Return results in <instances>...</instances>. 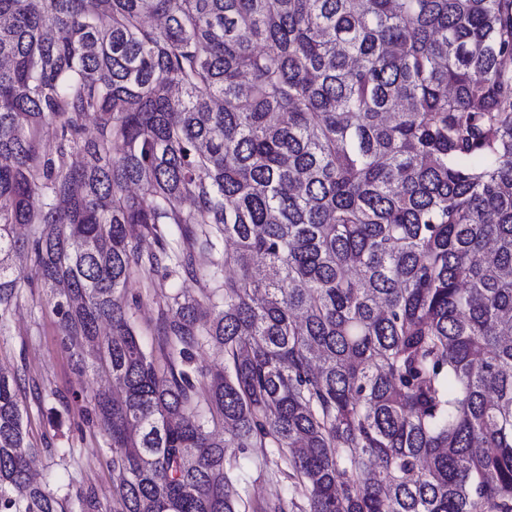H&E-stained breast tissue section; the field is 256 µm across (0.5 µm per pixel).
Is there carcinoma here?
Returning <instances> with one entry per match:
<instances>
[{
    "mask_svg": "<svg viewBox=\"0 0 512 512\" xmlns=\"http://www.w3.org/2000/svg\"><path fill=\"white\" fill-rule=\"evenodd\" d=\"M20 247L124 386L90 400L114 512H248L257 444L269 512H512V0H0V328ZM160 270L210 307L167 297L146 347ZM19 388L0 512H65ZM154 287L152 288H132L131 292L139 295L137 303L132 305L134 317L140 328V338L145 343L151 342L157 338L155 334V325L159 312V305L165 303V296L173 293L176 289H183L197 296L198 285L195 281L170 277L163 278L162 273L154 277ZM224 366V355L214 347H204L203 349L195 352L194 361L191 367L196 370L215 369ZM271 448H246L236 452L226 464L233 479H240L250 500L249 512H263L268 503L275 500L277 494L286 495L290 480L286 473L278 471L273 463Z\"/></svg>",
    "mask_w": 512,
    "mask_h": 512,
    "instance_id": "cac0c4a2",
    "label": "carcinoma"
}]
</instances>
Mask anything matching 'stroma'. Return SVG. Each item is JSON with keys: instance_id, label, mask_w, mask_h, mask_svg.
<instances>
[{"instance_id": "35a3bbf8", "label": "stroma", "mask_w": 512, "mask_h": 512, "mask_svg": "<svg viewBox=\"0 0 512 512\" xmlns=\"http://www.w3.org/2000/svg\"><path fill=\"white\" fill-rule=\"evenodd\" d=\"M15 265L21 288L5 326L0 328V371L22 381L19 400L29 439L42 450L35 477L63 499L74 498L80 491H94L102 512H112L109 442L70 403L73 393L88 397L104 390L110 378L104 370L77 365L61 342L54 302L49 289L41 286L36 266L24 253L17 255ZM197 288L195 281L160 275L155 276L153 287L138 288L133 312L142 341L153 339L166 295L178 289L193 294ZM227 471L245 488L251 503L249 512H263L289 484L267 448L237 452Z\"/></svg>"}]
</instances>
